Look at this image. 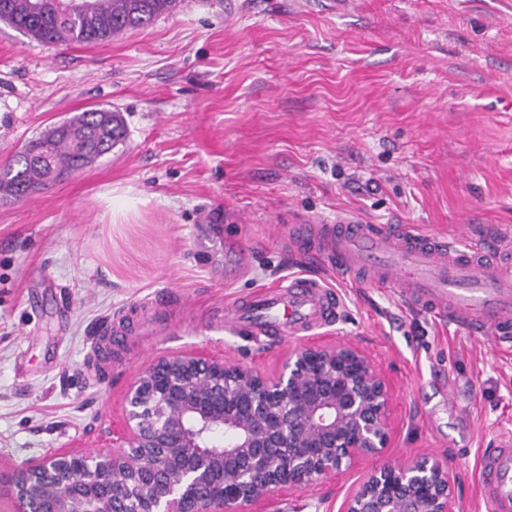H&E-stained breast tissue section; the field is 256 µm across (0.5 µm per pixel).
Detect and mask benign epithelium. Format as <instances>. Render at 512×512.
<instances>
[{
    "mask_svg": "<svg viewBox=\"0 0 512 512\" xmlns=\"http://www.w3.org/2000/svg\"><path fill=\"white\" fill-rule=\"evenodd\" d=\"M389 414L385 377L351 344L295 346L272 379L195 351L170 354L128 388L114 446L18 466L12 512H244L359 457L376 465L343 512H453L447 462L384 460Z\"/></svg>",
    "mask_w": 512,
    "mask_h": 512,
    "instance_id": "obj_1",
    "label": "benign epithelium"
}]
</instances>
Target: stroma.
<instances>
[{
    "label": "stroma",
    "instance_id": "stroma-1",
    "mask_svg": "<svg viewBox=\"0 0 512 512\" xmlns=\"http://www.w3.org/2000/svg\"><path fill=\"white\" fill-rule=\"evenodd\" d=\"M97 106L123 115V145L0 198V512L16 465L111 443L154 359L198 351L271 377L289 347L336 342L388 382V459L449 461L455 512H484L479 456L512 434V342L342 279L288 230L353 217L512 244V0H176L91 46L0 21V166ZM296 273L337 292L334 324L220 326ZM373 465L244 512H339Z\"/></svg>",
    "mask_w": 512,
    "mask_h": 512
}]
</instances>
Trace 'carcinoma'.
<instances>
[{
	"label": "carcinoma",
	"instance_id": "1",
	"mask_svg": "<svg viewBox=\"0 0 512 512\" xmlns=\"http://www.w3.org/2000/svg\"><path fill=\"white\" fill-rule=\"evenodd\" d=\"M175 0H89L72 14L58 0H0V20L43 42L90 45L148 25L173 9ZM121 115L107 108L85 110L30 141L0 167V194L20 200L58 177L85 168L126 141Z\"/></svg>",
	"mask_w": 512,
	"mask_h": 512
}]
</instances>
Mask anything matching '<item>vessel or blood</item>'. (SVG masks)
<instances>
[{
	"label": "vessel or blood",
	"instance_id": "vessel-or-blood-1",
	"mask_svg": "<svg viewBox=\"0 0 512 512\" xmlns=\"http://www.w3.org/2000/svg\"><path fill=\"white\" fill-rule=\"evenodd\" d=\"M304 238L320 241L328 264L347 278L362 277L379 288H395L449 323L495 339L512 337V247L490 251L466 247L442 235L354 218L329 224H298ZM336 292L309 278L240 298L224 317L228 328L256 336H300L333 321ZM480 474L485 512H512V435L482 453Z\"/></svg>",
	"mask_w": 512,
	"mask_h": 512
}]
</instances>
